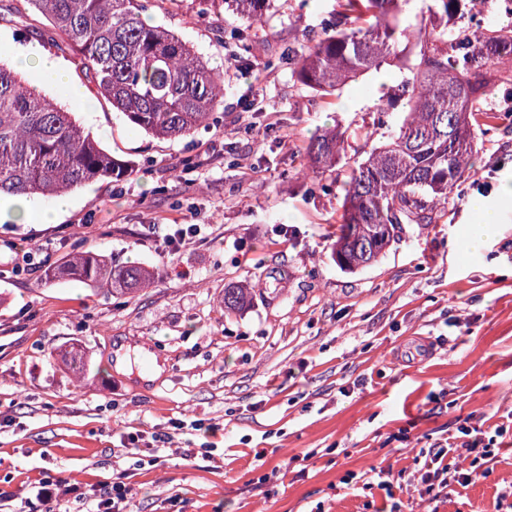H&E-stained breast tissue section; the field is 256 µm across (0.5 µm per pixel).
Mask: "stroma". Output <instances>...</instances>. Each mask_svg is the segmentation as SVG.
<instances>
[{
	"label": "stroma",
	"instance_id": "obj_1",
	"mask_svg": "<svg viewBox=\"0 0 512 512\" xmlns=\"http://www.w3.org/2000/svg\"><path fill=\"white\" fill-rule=\"evenodd\" d=\"M334 0H275L258 36L201 13L199 0H160L148 16L224 71L218 123L191 138H153L92 90L66 39L42 21L18 35L0 5L6 63L34 46L65 65L91 111L41 86L113 157L124 180L70 191L51 223L0 210V512H41L40 479L80 489L128 471V512H420L415 449L461 425L507 430L488 475L456 487L439 512H503L512 487V204L484 249L466 246L473 196L494 197L512 173V125L478 140L475 165L429 224L403 225L378 262L346 272L328 235L339 201L303 172L310 138L356 125L398 83L385 68L321 95L287 57L321 32ZM197 230L179 247L176 225ZM35 265L18 272L16 253ZM76 250L152 271L155 283L116 297L45 267ZM251 287L225 312L224 290ZM150 345L161 370L119 371L114 344ZM83 353L74 374L60 354ZM140 434L138 454L124 453ZM395 472L391 493L348 474Z\"/></svg>",
	"mask_w": 512,
	"mask_h": 512
}]
</instances>
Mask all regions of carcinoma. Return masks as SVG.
<instances>
[{"mask_svg": "<svg viewBox=\"0 0 512 512\" xmlns=\"http://www.w3.org/2000/svg\"><path fill=\"white\" fill-rule=\"evenodd\" d=\"M32 12L66 38L97 93L125 120L162 139H186L218 121L224 104V72L209 66L185 41L152 25L150 0H25ZM336 0L322 32L291 58L292 76L303 86L328 93L384 67L400 81L379 118L364 122L360 137L384 140L349 168L336 217L333 256L345 270L373 264L395 241L402 224H429L438 206L472 167L477 132L508 119L486 107L512 68V28L473 33L459 25L475 0ZM247 23L243 38L270 21L271 0H202ZM392 115L385 123L380 115ZM351 134L339 126L313 137L306 147V174L319 188L349 149ZM134 166L118 162L58 108L0 62V193L25 198L51 196L101 179L120 180ZM67 277L114 293H131L153 283L149 270L115 266L93 252L49 266L44 279ZM251 301L247 288L224 289V311H241Z\"/></svg>", "mask_w": 512, "mask_h": 512, "instance_id": "carcinoma-1", "label": "carcinoma"}]
</instances>
